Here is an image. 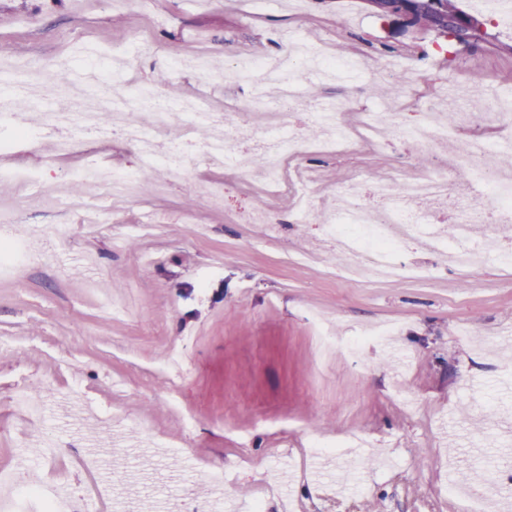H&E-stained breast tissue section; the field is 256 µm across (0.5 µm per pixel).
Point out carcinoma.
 Returning <instances> with one entry per match:
<instances>
[{
    "label": "carcinoma",
    "mask_w": 512,
    "mask_h": 512,
    "mask_svg": "<svg viewBox=\"0 0 512 512\" xmlns=\"http://www.w3.org/2000/svg\"><path fill=\"white\" fill-rule=\"evenodd\" d=\"M385 14L404 13L411 17L412 24H422L446 38L449 42L471 44L488 40L489 34L480 29L465 39L455 34L458 8L452 0H368Z\"/></svg>",
    "instance_id": "obj_1"
}]
</instances>
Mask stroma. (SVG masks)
<instances>
[{
  "label": "stroma",
  "instance_id": "35a3bbf8",
  "mask_svg": "<svg viewBox=\"0 0 512 512\" xmlns=\"http://www.w3.org/2000/svg\"><path fill=\"white\" fill-rule=\"evenodd\" d=\"M490 42L445 48L443 38L381 17L367 0H0V51L14 59L67 58L72 70L100 54H134L132 80L179 101L207 91L216 105L248 104V123H266L272 101L232 68L287 50L295 32L332 56L391 66L413 76L397 97L402 126L430 103L466 112L450 84L512 97V23L480 13ZM208 55L214 68L193 66ZM312 100L344 107L345 120L383 103L373 81L349 83L299 73ZM197 130L190 177H143L138 201L117 202L101 184H77L73 170L95 165L141 174L136 147L116 134L83 140L51 157L53 134L20 140L0 168L37 173L19 192L0 179V209L29 242L22 258L0 262V468L60 470L53 447L108 442L113 487L137 470H157L158 493L212 498L207 468L230 473L229 495L246 503L271 485L266 512H456L453 489L467 485L480 512L512 498L502 449H512V262L464 274L444 253L414 243L399 255L420 278L362 287L340 276L344 260L320 218L296 222L280 196L251 180L261 151L244 169L202 159ZM451 150L421 147L390 131L374 146L312 152L299 161L325 192L360 172L444 169ZM88 196L98 215L68 212L56 194ZM269 212L268 224L242 214ZM341 340L383 321L393 345L361 341L316 363L318 326ZM189 347L190 371L172 383V343ZM25 389L42 405L30 418L12 395ZM355 447H347L352 436ZM336 445L323 469L313 439Z\"/></svg>",
  "mask_w": 512,
  "mask_h": 512
}]
</instances>
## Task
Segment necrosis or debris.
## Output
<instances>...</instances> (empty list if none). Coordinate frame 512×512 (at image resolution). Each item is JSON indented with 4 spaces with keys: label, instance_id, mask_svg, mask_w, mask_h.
I'll return each instance as SVG.
<instances>
[{
    "label": "necrosis or debris",
    "instance_id": "obj_1",
    "mask_svg": "<svg viewBox=\"0 0 512 512\" xmlns=\"http://www.w3.org/2000/svg\"><path fill=\"white\" fill-rule=\"evenodd\" d=\"M66 66L63 59L43 64L17 61L9 75L25 106H48V125L56 134L55 153H69L90 135H102L113 128L139 144L143 166L184 178L196 129L209 126L211 136L204 151L207 162L237 167L247 150L262 149L266 166L261 175L289 189L298 222H308L318 209H330L329 235L345 259L344 276L350 281L369 284L417 276L416 268L398 258L399 251L412 241L447 252L449 263L461 272L507 254L488 226L512 220V176L497 171L492 163L496 145L482 136L466 139L455 150L447 170L408 176L394 169L371 182L356 175L329 196L317 191L310 174L300 171L293 175L288 170L289 162L304 153L303 140L288 115L309 104L306 87L293 66L273 67L260 60L251 61L249 75L256 91H263L270 83L279 89V107L271 123L260 129L244 126L242 105L228 101L218 112L210 99L200 94L186 102H173L157 90L145 88L109 107L94 94H77L73 85L58 80L57 72ZM152 103L161 106L149 117L156 127L167 126L173 114L185 115L178 138L163 146L146 137L133 119L136 111ZM107 111L112 114L108 128L101 122ZM342 116L343 109L338 105L312 115L323 128L326 149L343 151L360 142L376 143L397 122L394 112L386 108L359 113L351 123L344 122ZM461 122L458 114L440 112L432 106L403 134L425 147L444 145L453 140ZM465 177L488 191L494 201L490 209L477 211L467 200L453 196L455 184ZM443 208L456 211L453 224L435 223V215ZM82 463L92 474L91 482L80 494L66 497L59 495L57 485L30 478L28 473L0 470V488L9 490L7 499L0 500V512H25L32 503L38 505L39 512H101L102 500L111 495L112 489L101 478L100 464L93 456L83 457Z\"/></svg>",
    "mask_w": 512,
    "mask_h": 512
}]
</instances>
